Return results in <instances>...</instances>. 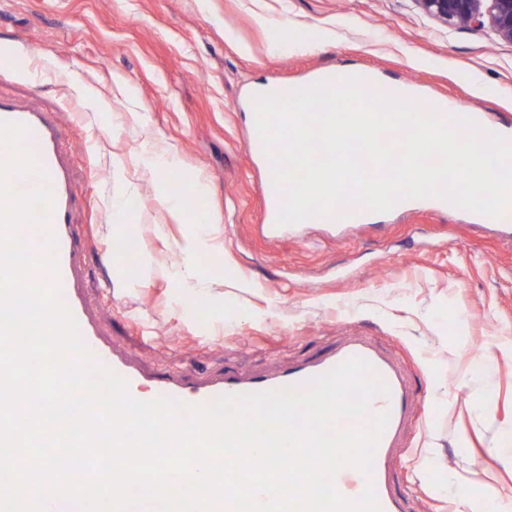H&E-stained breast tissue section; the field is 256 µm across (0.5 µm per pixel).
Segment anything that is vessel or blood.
Masks as SVG:
<instances>
[{"label":"vessel or blood","mask_w":512,"mask_h":512,"mask_svg":"<svg viewBox=\"0 0 512 512\" xmlns=\"http://www.w3.org/2000/svg\"><path fill=\"white\" fill-rule=\"evenodd\" d=\"M0 120L26 126V143L35 152L40 175H15L11 182L22 191L36 188L41 177H48L54 192V203L47 214V227L56 240L57 269L46 272L44 283L59 282L61 297L71 310L78 327V336L90 357L123 377L131 396L140 401L159 397L187 404L208 403L221 396L253 394L286 388H306L311 381L324 375L351 358L368 362L375 376L388 388L387 393L374 395L369 401L370 415L388 413L389 419L374 453L371 475L346 467L334 478L337 491L346 498L359 499L366 486H373L381 512H405L404 500L395 492L392 483L391 458L400 432L409 422L415 406L414 395L408 388L398 363L375 341L355 335L327 353L289 367L288 370L248 378L228 371L199 379L190 373L154 375L114 353L109 343L101 339L94 320L89 315L83 297L76 286L80 267V252L74 233L69 174L64 164L63 133L46 113L18 106L0 95ZM266 227L270 235H278L282 227L277 220L284 204L273 179H266L263 190ZM370 210L356 205L334 212L325 218L328 226L363 224Z\"/></svg>","instance_id":"b4317fda"}]
</instances>
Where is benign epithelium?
Segmentation results:
<instances>
[{
  "label": "benign epithelium",
  "instance_id": "benign-epithelium-1",
  "mask_svg": "<svg viewBox=\"0 0 512 512\" xmlns=\"http://www.w3.org/2000/svg\"><path fill=\"white\" fill-rule=\"evenodd\" d=\"M421 10L448 27L488 23L512 44V0H417Z\"/></svg>",
  "mask_w": 512,
  "mask_h": 512
}]
</instances>
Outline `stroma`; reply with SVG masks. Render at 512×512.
<instances>
[{"mask_svg": "<svg viewBox=\"0 0 512 512\" xmlns=\"http://www.w3.org/2000/svg\"><path fill=\"white\" fill-rule=\"evenodd\" d=\"M3 45L31 74L0 64V93L63 124L80 286L113 347L159 375L252 376L372 337L416 398L394 461L406 512L512 498V247L426 206L270 244L247 150L257 85L348 67L512 131V44L415 0H0ZM154 147L172 168L143 167ZM177 173L215 219L199 280L180 251L198 226L163 200ZM130 233L136 258L111 254Z\"/></svg>", "mask_w": 512, "mask_h": 512, "instance_id": "1", "label": "stroma"}]
</instances>
